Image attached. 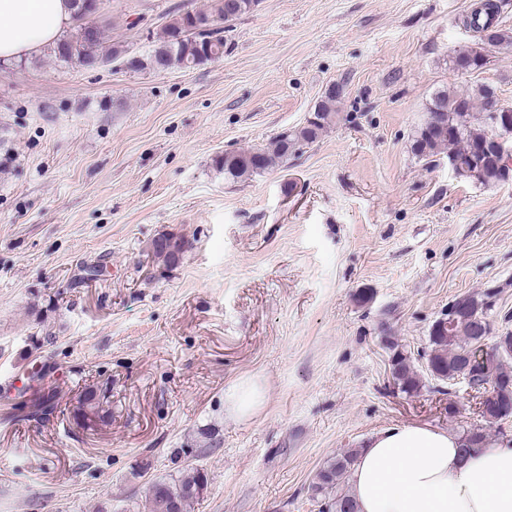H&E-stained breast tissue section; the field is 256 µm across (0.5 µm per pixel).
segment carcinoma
Instances as JSON below:
<instances>
[{"instance_id":"carcinoma-1","label":"carcinoma","mask_w":512,"mask_h":512,"mask_svg":"<svg viewBox=\"0 0 512 512\" xmlns=\"http://www.w3.org/2000/svg\"><path fill=\"white\" fill-rule=\"evenodd\" d=\"M76 5L77 23L55 44L45 50V55L66 65L92 67V61L110 63L120 55L131 56L127 46L116 42L103 49L105 30L97 25V37L88 41L81 30V20L95 14L89 7L91 0H73ZM251 0H238L241 11L233 13L228 0H210L200 10L176 8L170 12L169 21L152 36V48L143 56L148 64L161 70L191 69L224 57V33L233 21L249 14ZM499 12L495 0H481V8L472 9L466 16L467 27L479 33V41L464 48L463 55L449 57L450 67L464 74L483 70L489 64L487 50L512 51V29L494 25ZM344 86L333 83L325 88L316 102L310 119L292 129L280 132L266 147L229 151L214 160L216 171L233 182L251 179L269 170L288 165V160L298 156V150L317 142L339 120L338 108ZM498 101L497 89L489 84H479L471 90H438L434 93L424 121L412 138L411 148L422 160L446 152L456 177L482 186H492L512 180V169L501 163L496 146L491 142L488 110ZM154 258L170 268L178 264L180 255L174 249L152 245ZM495 294L471 293L467 295L474 316H456L448 326L440 327V318L448 317L443 310L429 328V345L420 355L435 379L450 386L456 384L457 373L463 362V353L482 341L493 331L496 316ZM495 354L489 358L486 371L476 383H489L497 396L512 403V332L506 330L496 338ZM394 384L400 392L412 395L423 388L420 374L408 351L396 341L388 344ZM496 426L490 433L486 427L472 425L463 431L461 439L465 450L486 448L490 444L512 445V432L507 430L508 420L487 421ZM360 449L349 448L343 454L327 461L315 474L309 486L311 499L318 512H356L349 490L345 489L352 466ZM205 486L204 477L196 472L182 476L174 483L156 481L149 488L151 512H190Z\"/></svg>"}]
</instances>
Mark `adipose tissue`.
Returning <instances> with one entry per match:
<instances>
[{"label": "adipose tissue", "instance_id": "obj_1", "mask_svg": "<svg viewBox=\"0 0 512 512\" xmlns=\"http://www.w3.org/2000/svg\"><path fill=\"white\" fill-rule=\"evenodd\" d=\"M72 24V0H0V59L36 55ZM460 445L427 425L378 432L350 471L358 512H512V447L466 457Z\"/></svg>", "mask_w": 512, "mask_h": 512}]
</instances>
